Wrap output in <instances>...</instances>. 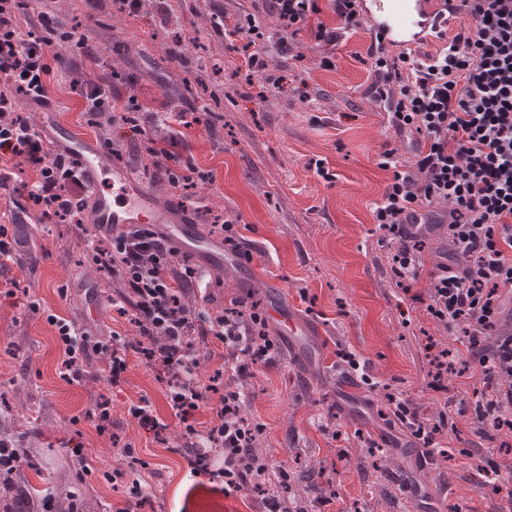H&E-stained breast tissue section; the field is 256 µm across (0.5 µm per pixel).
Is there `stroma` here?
Listing matches in <instances>:
<instances>
[{"instance_id":"35a3bbf8","label":"stroma","mask_w":512,"mask_h":512,"mask_svg":"<svg viewBox=\"0 0 512 512\" xmlns=\"http://www.w3.org/2000/svg\"><path fill=\"white\" fill-rule=\"evenodd\" d=\"M55 20L95 48L86 57L69 47L64 65L50 77L53 111L27 109L35 126L62 124L89 134L97 144H122L119 162L162 205L188 196L198 205L200 226L220 215L239 226L241 252L252 263L207 274L191 293L211 312L236 303L266 310L280 295L289 310L319 324V346L300 357L280 345L272 366H258L240 380L244 411L263 425L264 453L306 486L308 512H400L403 498L416 512H491L504 503L498 487L478 484L458 452L472 449L478 436L458 410L471 409L468 377L449 376L447 394L427 387L426 338L456 348L458 333L446 332L425 311L431 270L447 249L441 239L423 252L424 273L408 288L391 278L385 248L372 211L392 177L378 165L395 150L409 163L413 147L397 137L388 115L371 92L370 27L346 33L335 46H318L309 31L295 38V56L274 57L266 86L247 76L242 54L226 48L214 29L218 15L255 11L266 36L277 39L278 22L254 0H169L127 17L110 0H53ZM193 37V49L170 61L174 34ZM333 65L321 67L322 57ZM223 70L213 93L194 87L196 73L213 63ZM81 69L111 80L121 96H136L151 112H203L209 125L179 128L180 163L210 180L180 192L146 171V139L164 146L169 131L148 127L146 135L116 122L92 124L83 100L71 90L69 74ZM0 224L25 241L19 258L0 268V424L13 427L19 445H35V462H24L14 478L17 499L37 500L57 492L62 472L70 486L95 500L98 512H124L129 482L107 479L122 469L120 450L132 445L147 462L141 512H191L198 496L229 512H263L265 497L280 492L277 473L261 490L223 491L220 483L194 472L179 455L183 425L164 395L153 369L130 356L123 386H112L100 356H91L87 375L65 378L55 314L88 325L95 333H131L112 304L113 289L90 266L71 225L30 210L24 223L0 211ZM16 289H6V282ZM99 287L97 300L86 297ZM40 303L39 313L28 309ZM352 351L367 361L375 382L403 393L424 417L447 411L457 420L444 441L447 455L422 459L418 442L380 416L368 403L366 386L349 376L340 354ZM148 398L158 421L167 425L169 445L156 443L129 413L132 401ZM108 401L111 424L99 431L95 407Z\"/></svg>"}]
</instances>
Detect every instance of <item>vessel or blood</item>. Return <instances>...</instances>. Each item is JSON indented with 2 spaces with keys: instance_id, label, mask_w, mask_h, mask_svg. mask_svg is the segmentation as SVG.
<instances>
[{
  "instance_id": "1",
  "label": "vessel or blood",
  "mask_w": 512,
  "mask_h": 512,
  "mask_svg": "<svg viewBox=\"0 0 512 512\" xmlns=\"http://www.w3.org/2000/svg\"><path fill=\"white\" fill-rule=\"evenodd\" d=\"M443 0H361L359 7L379 35L385 48L404 52L417 48L432 38L435 31L448 29L454 16L443 13ZM52 135L62 151L72 157L83 171L89 188L87 222L106 230L127 224H152L170 236L180 251L205 255L213 264L224 261L221 242L200 237L194 223L174 220L173 209L159 208L150 194L134 187L126 170L107 161L103 151L92 141L77 137L68 127L58 125ZM268 312L277 320L284 334L302 338L310 328L300 326L284 312L280 303H272Z\"/></svg>"
}]
</instances>
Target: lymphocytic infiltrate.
Segmentation results:
<instances>
[{
	"instance_id": "f902f5d3",
	"label": "lymphocytic infiltrate",
	"mask_w": 512,
	"mask_h": 512,
	"mask_svg": "<svg viewBox=\"0 0 512 512\" xmlns=\"http://www.w3.org/2000/svg\"><path fill=\"white\" fill-rule=\"evenodd\" d=\"M281 34L266 42L254 14L221 18L219 34L242 36L247 69L267 72L273 56L291 51L290 40L317 0H264ZM474 23L433 54L393 55L376 49L370 67L373 89L391 116L397 136L415 137L418 148L408 170L397 168L394 150L380 156L392 170L373 220L390 251L397 286L416 280L421 240L438 236L452 244L430 273L425 310L446 331L461 330L469 365L482 382L471 422L480 436L512 424V327L502 328L512 299V0H459ZM50 15L24 11L20 0H0V189L22 185L27 206L80 229L89 264L120 285L112 299L133 327L135 341L121 333L98 336L64 318H51L61 346V366L73 380L84 377L91 355H100L111 384H120L129 354L155 369L167 401L184 424L193 469L223 480L225 488L248 490L270 469L254 451L262 425L242 415L245 397L237 386L253 365L274 362L276 343L257 310L213 315L189 305L186 294L200 271L191 256H178L169 238L146 224L105 233L86 222L89 186L75 161L53 151L16 103L49 106V77L71 35L52 29ZM89 115L144 131L136 98L122 99L111 84L88 77L77 86ZM37 172L24 181L26 170ZM501 327L494 346L489 329ZM224 346V370L209 384L197 371L199 351L209 339ZM219 394L213 423L203 431L190 418L207 392ZM389 423L401 424L434 457L448 433V415L424 419L413 402L394 390L383 394Z\"/></svg>"
}]
</instances>
